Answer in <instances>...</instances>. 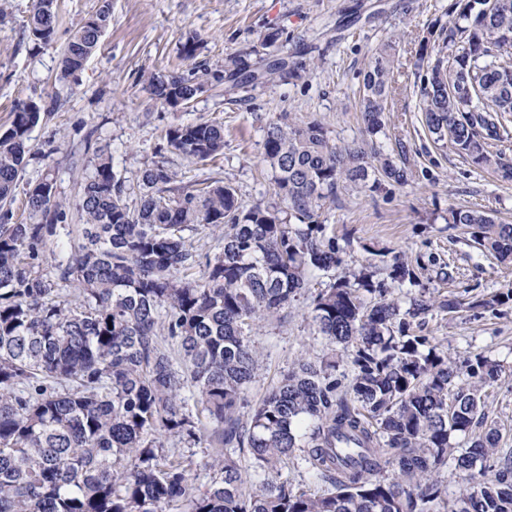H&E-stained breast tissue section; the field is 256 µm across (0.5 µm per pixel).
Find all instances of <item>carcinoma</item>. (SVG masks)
Masks as SVG:
<instances>
[{
	"label": "carcinoma",
	"instance_id": "obj_1",
	"mask_svg": "<svg viewBox=\"0 0 512 512\" xmlns=\"http://www.w3.org/2000/svg\"><path fill=\"white\" fill-rule=\"evenodd\" d=\"M100 2L64 48V78L98 48L111 20V0ZM448 15L415 49L420 111L435 141L512 181L498 149L512 139V0H451ZM57 25V0H34L29 36L50 44ZM283 35L272 28L260 49L227 55L220 80L247 90L302 78L297 63L251 68L248 57L283 45ZM397 62L389 37L363 71L368 133L385 127ZM201 73L209 71L195 64L153 76L149 91L175 107L195 98ZM39 118L37 103H19L0 133L1 203L15 197ZM164 140L203 162L223 152L224 127L179 123ZM399 147L400 161L377 167L360 147H336L319 122L282 116L264 132L281 207L246 204L208 179L177 186L164 162L143 171L133 206L112 157L100 153L79 201L81 234L53 275L40 251L66 206L53 180L27 184L29 222L0 210V512H512V450L498 448L482 395L503 365L482 353L453 360L421 334L434 309L457 313L462 302L421 294L401 304L386 284L414 287L418 274L400 258L381 280L362 269L311 291L309 272L344 262L323 211L349 188L409 183ZM448 223L512 260V224L454 208ZM205 230L221 245L212 257L190 238ZM306 293L316 333L341 350L298 361L242 413L243 390L264 363L256 322L281 318ZM203 442L201 490L190 449ZM243 455L267 478L246 485ZM296 457L320 492L279 478ZM450 458L465 480L455 497L437 478Z\"/></svg>",
	"mask_w": 512,
	"mask_h": 512
}]
</instances>
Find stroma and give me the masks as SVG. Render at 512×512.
<instances>
[{
  "mask_svg": "<svg viewBox=\"0 0 512 512\" xmlns=\"http://www.w3.org/2000/svg\"><path fill=\"white\" fill-rule=\"evenodd\" d=\"M58 4L55 40L38 45L27 30L33 0H0V132L10 127L17 103L40 106L44 117L31 131L22 180L53 179L67 206V229L79 222L77 203L101 148L134 198L142 192L143 170L163 161L179 181L212 177L233 185L246 203L275 202L263 135L284 114L296 122L318 120L340 147L363 141L377 157L392 160L400 148L408 150L410 183L343 191L324 214L323 223L345 251L335 277L397 257L420 262V281L433 293L470 302L512 289V263L477 249L462 227L447 222L449 209L462 208L512 224V182L435 143L418 109L415 43L432 25L447 23L448 0H112V23L96 52L65 79L61 52L98 0ZM273 27L284 29V53L304 65L305 77L261 84L249 99L231 101L215 79L227 54L252 50ZM390 36L403 64L401 89L388 104L384 132L369 137L359 112L361 74L372 50ZM192 39L198 62L214 77L189 108L174 111L152 99L146 83L154 75L188 70L182 49ZM198 119L223 124L224 152L191 164L165 149L162 136L171 125ZM425 332L449 356L482 352L505 365L487 390L486 410L500 430L501 447L512 449V300L460 317L433 312ZM255 341L265 367L245 391L251 404L298 360H317L330 349L327 338L314 332L305 298L289 307L285 322L262 321Z\"/></svg>",
  "mask_w": 512,
  "mask_h": 512,
  "instance_id": "obj_1",
  "label": "stroma"
}]
</instances>
